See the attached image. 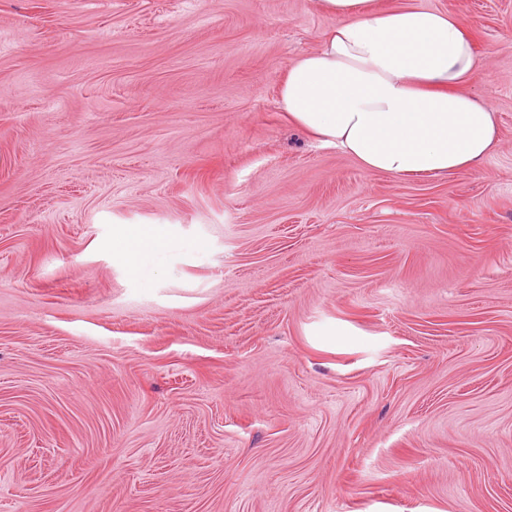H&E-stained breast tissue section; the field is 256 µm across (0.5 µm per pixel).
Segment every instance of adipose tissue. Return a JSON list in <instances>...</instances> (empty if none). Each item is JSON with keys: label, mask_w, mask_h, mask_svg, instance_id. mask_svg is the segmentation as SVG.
<instances>
[{"label": "adipose tissue", "mask_w": 512, "mask_h": 512, "mask_svg": "<svg viewBox=\"0 0 512 512\" xmlns=\"http://www.w3.org/2000/svg\"><path fill=\"white\" fill-rule=\"evenodd\" d=\"M333 19L317 49L289 67L279 107L319 143L366 171L394 178L479 168L498 130L492 106L468 92L480 67L455 15L398 0L370 12L366 0H320ZM160 238L123 228L112 250L137 272Z\"/></svg>", "instance_id": "adipose-tissue-1"}]
</instances>
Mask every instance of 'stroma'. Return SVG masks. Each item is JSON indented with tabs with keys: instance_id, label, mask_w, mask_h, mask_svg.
I'll return each instance as SVG.
<instances>
[{
	"instance_id": "obj_1",
	"label": "stroma",
	"mask_w": 512,
	"mask_h": 512,
	"mask_svg": "<svg viewBox=\"0 0 512 512\" xmlns=\"http://www.w3.org/2000/svg\"><path fill=\"white\" fill-rule=\"evenodd\" d=\"M419 2L479 169L288 122L320 0H0V512H512V0ZM159 243L160 238L152 226L137 225L123 228L112 239V250L124 261L130 272L136 273L141 265L145 248Z\"/></svg>"
}]
</instances>
